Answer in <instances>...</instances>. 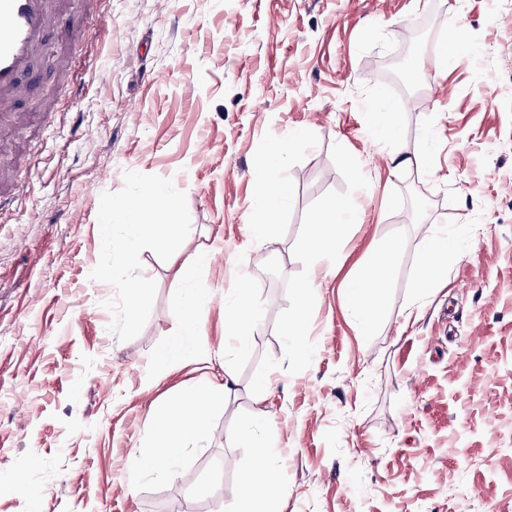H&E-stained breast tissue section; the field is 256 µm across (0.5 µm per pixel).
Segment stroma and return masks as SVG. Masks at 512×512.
<instances>
[{"label": "stroma", "mask_w": 512, "mask_h": 512, "mask_svg": "<svg viewBox=\"0 0 512 512\" xmlns=\"http://www.w3.org/2000/svg\"><path fill=\"white\" fill-rule=\"evenodd\" d=\"M405 56L420 84L392 78ZM35 79L0 112V170L27 185L0 209V512H237L254 461L238 432L259 421L287 512H512V0H60ZM396 152L429 164L394 172ZM263 164L289 187L269 250L249 238ZM156 185L179 232L127 263L106 207ZM329 199L353 222L316 265L309 225ZM438 224L468 236L423 293ZM385 238L399 251L364 335L342 285ZM201 250L213 259L177 278ZM236 269L259 317L228 345ZM194 288L212 300L189 336L173 310ZM301 308L309 332L288 340ZM228 369L209 434L174 472L141 474L150 403Z\"/></svg>", "instance_id": "obj_1"}]
</instances>
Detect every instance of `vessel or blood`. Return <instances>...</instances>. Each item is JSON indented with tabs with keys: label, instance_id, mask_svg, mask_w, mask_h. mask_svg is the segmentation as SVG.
<instances>
[{
	"label": "vessel or blood",
	"instance_id": "b4317fda",
	"mask_svg": "<svg viewBox=\"0 0 512 512\" xmlns=\"http://www.w3.org/2000/svg\"><path fill=\"white\" fill-rule=\"evenodd\" d=\"M51 19V0H0V105L31 91L33 63Z\"/></svg>",
	"mask_w": 512,
	"mask_h": 512
}]
</instances>
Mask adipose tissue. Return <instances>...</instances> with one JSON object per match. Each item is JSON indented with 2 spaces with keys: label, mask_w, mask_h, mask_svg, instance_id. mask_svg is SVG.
<instances>
[{
  "label": "adipose tissue",
  "mask_w": 512,
  "mask_h": 512,
  "mask_svg": "<svg viewBox=\"0 0 512 512\" xmlns=\"http://www.w3.org/2000/svg\"><path fill=\"white\" fill-rule=\"evenodd\" d=\"M257 183L265 220L251 226L250 238L258 247L267 249L273 243L271 226L288 200V187L265 173L259 175ZM175 211V201L165 199L158 188L125 201L120 208L133 240L149 239L162 246L169 243L176 229ZM344 230L342 208L336 201L326 202L310 225V252L320 259L335 257L336 240ZM458 258L459 250L452 234L445 230L432 233L425 243L418 288L425 291L436 287ZM385 270L382 264L364 269L345 284V298L357 313L362 330H369L381 313L383 297L380 289L386 279ZM233 382L232 374H225L223 382L211 381L188 392L183 404L177 407L164 399L152 402L150 412L155 427L153 445L157 450V461L172 464L191 439L206 431L211 406L218 398L230 396ZM239 436L252 445L260 466L259 471H249L241 477V512H284V499L272 493L278 483V473L270 464L274 448L259 426L244 428Z\"/></svg>",
  "instance_id": "obj_1"
}]
</instances>
